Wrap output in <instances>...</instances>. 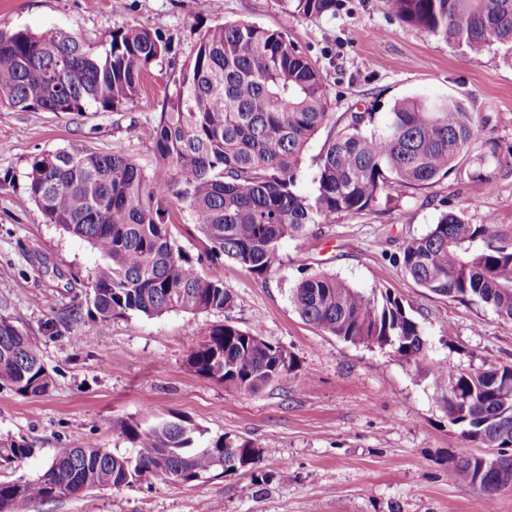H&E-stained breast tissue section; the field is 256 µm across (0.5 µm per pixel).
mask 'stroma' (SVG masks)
<instances>
[{
	"label": "stroma",
	"mask_w": 512,
	"mask_h": 512,
	"mask_svg": "<svg viewBox=\"0 0 512 512\" xmlns=\"http://www.w3.org/2000/svg\"><path fill=\"white\" fill-rule=\"evenodd\" d=\"M225 20L291 35L322 70L333 112L373 113L380 128L399 99L462 95L489 116L490 137L512 147V55L497 47L474 55L407 27L388 0H343L336 15L317 21L277 0H0L2 31L58 27L98 40L129 22L169 38L182 60L194 53L202 29ZM171 88L168 69L156 67L140 99L121 112L0 107V315L39 343L52 376L42 395L0 387V440L33 448L28 458L0 467V479H36L73 435L131 453L122 424L146 428L177 417L208 438L253 441L258 464L188 486L159 478L120 490L101 486L31 504L28 512H512V487L489 495L449 480V459L471 449L449 426L425 369L389 349L323 332L290 301L305 272L333 273L367 292L387 288L408 301L435 356L467 370L512 363V323L420 288L395 261L402 242L427 233L446 205L469 223L491 214L512 230V171L476 183L467 177L472 160H463L438 183L398 190L396 205L342 215L282 240L280 263L264 279L227 259L202 260V272L232 293L230 315L173 311L103 327L83 310L98 255L44 222L26 172L39 153L82 146L121 152L151 168L150 133ZM75 307L77 321L63 322ZM228 317L283 348L292 371L245 394L190 371L189 351Z\"/></svg>",
	"instance_id": "stroma-1"
}]
</instances>
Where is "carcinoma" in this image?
<instances>
[{
    "label": "carcinoma",
    "instance_id": "cac0c4a2",
    "mask_svg": "<svg viewBox=\"0 0 512 512\" xmlns=\"http://www.w3.org/2000/svg\"><path fill=\"white\" fill-rule=\"evenodd\" d=\"M305 20L336 14L341 0H279ZM396 17L480 54L512 46V0H391ZM171 69L174 91L152 133L155 163L90 148L42 152L26 173L27 190L44 221L86 240L101 257L87 283L89 311L101 326L129 315L225 312L234 305L224 283L184 255L174 237L184 213L204 241L208 260L228 258L257 279L275 271L278 244L317 224L391 204L401 188L419 189L448 176L475 154L469 179L489 184L492 170L512 166L486 134L487 119L459 96L407 97L386 125L374 114L330 111L317 65L287 33L253 23L208 27L194 54L178 64L170 42L126 23L103 41L60 28L34 34L0 31V107L80 115L120 112L139 98L150 70ZM315 188L298 189L305 148L321 130ZM419 287L491 310L512 323V234L491 216L469 223L453 208L430 231L407 239L396 256ZM291 303L309 324L354 345L387 347L423 366L446 394L448 422L477 452L448 462V477L493 494L512 486V363L466 371L430 355L423 329L396 293H366L335 274L303 276ZM194 373L242 393L292 370L279 346L229 321L188 353ZM52 378L30 336L0 316V385L21 395L47 392ZM135 452L116 455L81 437L57 449L34 480L1 481L0 512L78 496L99 486L120 489L159 476L190 485L215 472L251 469L255 444L163 418L149 429L123 427ZM27 443L0 445V466L27 458Z\"/></svg>",
    "mask_w": 512,
    "mask_h": 512
}]
</instances>
